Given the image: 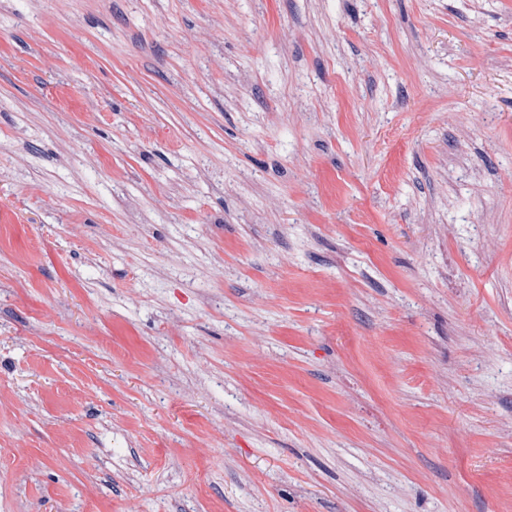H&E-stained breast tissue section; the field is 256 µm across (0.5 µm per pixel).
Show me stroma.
<instances>
[{"instance_id": "obj_1", "label": "stroma", "mask_w": 512, "mask_h": 512, "mask_svg": "<svg viewBox=\"0 0 512 512\" xmlns=\"http://www.w3.org/2000/svg\"><path fill=\"white\" fill-rule=\"evenodd\" d=\"M0 512H512V0H0Z\"/></svg>"}]
</instances>
